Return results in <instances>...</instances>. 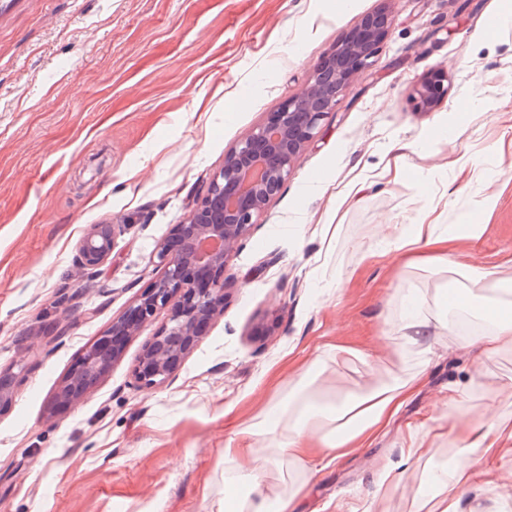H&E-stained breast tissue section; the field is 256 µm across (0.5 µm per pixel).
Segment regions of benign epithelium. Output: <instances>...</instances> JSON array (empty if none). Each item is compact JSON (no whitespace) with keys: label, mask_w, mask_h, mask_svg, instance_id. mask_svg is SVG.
Instances as JSON below:
<instances>
[{"label":"benign epithelium","mask_w":512,"mask_h":512,"mask_svg":"<svg viewBox=\"0 0 512 512\" xmlns=\"http://www.w3.org/2000/svg\"><path fill=\"white\" fill-rule=\"evenodd\" d=\"M388 27L385 12L361 17L318 63L303 90L225 154L224 167L213 176L207 195L174 225L172 237L159 244L157 258L164 267L161 278L113 321L110 334L86 349L58 386L55 405L78 404L120 359L125 342L172 302L167 323L143 348L136 371L137 382L146 389L170 380L204 327L224 311V271L230 254L278 195L338 95L358 71L372 64ZM446 93L443 75L430 74L415 89L416 109L432 111ZM121 231L120 224L91 226L79 242L80 268L93 271L104 264ZM15 383V373H0V410L12 402Z\"/></svg>","instance_id":"benign-epithelium-1"}]
</instances>
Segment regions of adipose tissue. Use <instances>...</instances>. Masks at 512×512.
<instances>
[{"label":"adipose tissue","instance_id":"ef3b65f1","mask_svg":"<svg viewBox=\"0 0 512 512\" xmlns=\"http://www.w3.org/2000/svg\"><path fill=\"white\" fill-rule=\"evenodd\" d=\"M382 230L392 237L403 266L436 267L489 285L498 281L496 270L449 262L448 246L453 239L435 234L433 224H418L412 238L403 237L394 224L383 225ZM423 243L434 246V253L420 252ZM314 370V362L300 363L296 368L299 383L282 405L279 417L246 425L237 437L225 443V468L233 470L237 479L254 484L253 491L235 498L233 512H291L299 489L270 499L257 485L260 469L283 460L306 469L314 460L330 464L354 449L368 447L391 423L419 383L415 376L399 377L361 394L338 399L309 388L307 379ZM494 474L489 459L479 457L466 458L459 470L438 472L434 482L440 498L432 512H458L459 498L468 480L488 482Z\"/></svg>","mask_w":512,"mask_h":512}]
</instances>
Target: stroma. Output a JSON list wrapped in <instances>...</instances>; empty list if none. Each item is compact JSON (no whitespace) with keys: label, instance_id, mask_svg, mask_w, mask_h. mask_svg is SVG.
Returning <instances> with one entry per match:
<instances>
[{"label":"stroma","instance_id":"1","mask_svg":"<svg viewBox=\"0 0 512 512\" xmlns=\"http://www.w3.org/2000/svg\"><path fill=\"white\" fill-rule=\"evenodd\" d=\"M504 0H0V368L18 372L0 413V512H225L224 443L287 400L295 366L346 396L393 374L417 391L374 443L311 470L269 466V495L305 484L295 512H428L433 473L459 459L455 431L494 413L512 432V350L490 359L445 323L430 350L393 351L406 314L512 312V30ZM390 25L371 66L337 97L267 212L230 257L224 314L164 386L135 378L158 310L73 407L52 398L84 351L164 272L157 246L207 193L225 154L297 95L364 15ZM432 70L448 93L420 112ZM410 142L397 180L386 153ZM365 182L359 202L335 197ZM438 206L439 235L478 220L451 261L496 269L492 292L406 268L404 235ZM119 224L87 274L78 244ZM51 323L64 336H45ZM455 406H448V394ZM424 439L405 460L409 430ZM398 477L384 488L385 468ZM462 512H512V458Z\"/></svg>","mask_w":512,"mask_h":512}]
</instances>
